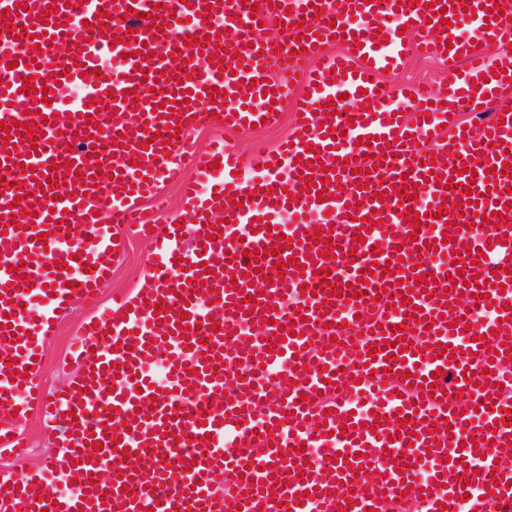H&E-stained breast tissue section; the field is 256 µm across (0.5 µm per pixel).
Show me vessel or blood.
<instances>
[{
    "instance_id": "1",
    "label": "vessel or blood",
    "mask_w": 512,
    "mask_h": 512,
    "mask_svg": "<svg viewBox=\"0 0 512 512\" xmlns=\"http://www.w3.org/2000/svg\"><path fill=\"white\" fill-rule=\"evenodd\" d=\"M158 1L0 0V454L25 455L14 422L33 408L65 423L58 467L0 472V512H512V61L489 56L512 44V0H162L150 19ZM9 23L34 34L8 38ZM419 52L447 84L384 87ZM105 56L120 70H99ZM341 94L348 113L328 114ZM482 105L486 120L462 121ZM285 106L273 150L188 147L194 123L248 130ZM431 139L444 150H422ZM167 182L184 226L139 212ZM118 224L154 241L150 286L113 297L73 345L75 390L47 394L33 360L74 300L97 302ZM125 455L152 466L99 481Z\"/></svg>"
}]
</instances>
